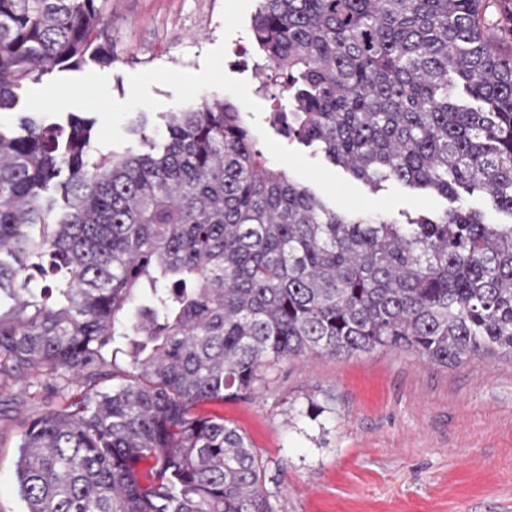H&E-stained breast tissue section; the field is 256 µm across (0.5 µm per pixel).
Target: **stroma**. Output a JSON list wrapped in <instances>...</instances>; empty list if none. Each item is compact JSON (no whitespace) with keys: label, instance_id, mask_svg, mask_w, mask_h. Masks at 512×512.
I'll return each mask as SVG.
<instances>
[{"label":"stroma","instance_id":"35a3bbf8","mask_svg":"<svg viewBox=\"0 0 512 512\" xmlns=\"http://www.w3.org/2000/svg\"><path fill=\"white\" fill-rule=\"evenodd\" d=\"M223 0H108L105 26L114 59L61 70L64 78L106 75L125 100L133 74L158 67L191 73L225 45L224 70L247 81L270 129L271 89L255 63L250 26L225 35ZM156 111L122 124L164 131L173 91L151 88ZM51 391L0 398V512H24L16 461L24 419L54 408ZM198 414L240 428L277 479L276 512H512V354L500 351L441 367L410 352L377 348L352 356L283 362L269 384L245 399H205Z\"/></svg>","mask_w":512,"mask_h":512}]
</instances>
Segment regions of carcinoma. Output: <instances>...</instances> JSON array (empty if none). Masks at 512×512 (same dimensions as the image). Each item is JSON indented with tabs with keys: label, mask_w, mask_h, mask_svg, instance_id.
Instances as JSON below:
<instances>
[{
	"label": "carcinoma",
	"mask_w": 512,
	"mask_h": 512,
	"mask_svg": "<svg viewBox=\"0 0 512 512\" xmlns=\"http://www.w3.org/2000/svg\"><path fill=\"white\" fill-rule=\"evenodd\" d=\"M100 2L0 0V110L87 55L112 62ZM502 2L490 24L488 0H260L273 127L372 191L458 203L404 223L330 206L224 99L122 154L96 153L79 117L0 127V396L81 387L23 425L25 512H275L268 462L199 401L300 357L512 353V224L462 203L512 216ZM465 202L469 208L481 213L484 221L488 224H512L511 217L495 209L488 201L478 195H465Z\"/></svg>",
	"instance_id": "carcinoma-1"
}]
</instances>
